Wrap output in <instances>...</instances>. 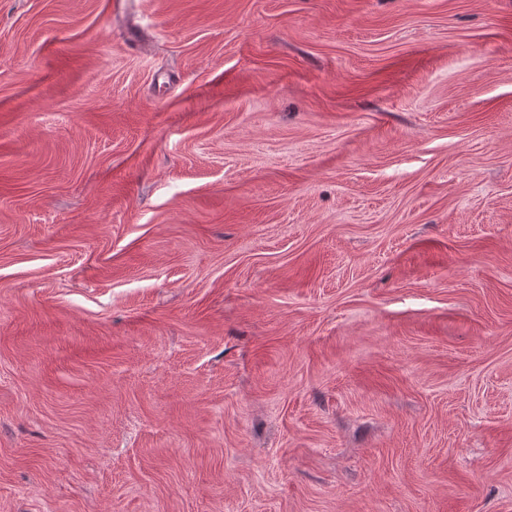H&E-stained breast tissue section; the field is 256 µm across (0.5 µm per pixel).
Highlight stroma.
Listing matches in <instances>:
<instances>
[{
    "label": "stroma",
    "mask_w": 512,
    "mask_h": 512,
    "mask_svg": "<svg viewBox=\"0 0 512 512\" xmlns=\"http://www.w3.org/2000/svg\"><path fill=\"white\" fill-rule=\"evenodd\" d=\"M0 512H512V0H0Z\"/></svg>",
    "instance_id": "35a3bbf8"
}]
</instances>
